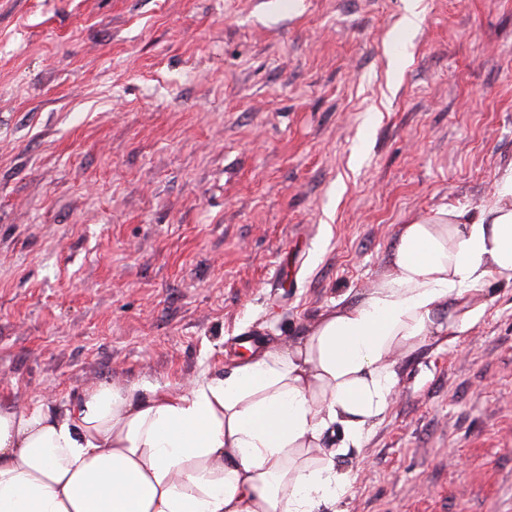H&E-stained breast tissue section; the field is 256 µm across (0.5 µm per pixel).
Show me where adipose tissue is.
Listing matches in <instances>:
<instances>
[{"label": "adipose tissue", "instance_id": "adipose-tissue-1", "mask_svg": "<svg viewBox=\"0 0 512 512\" xmlns=\"http://www.w3.org/2000/svg\"><path fill=\"white\" fill-rule=\"evenodd\" d=\"M490 279L512 285V168L480 205L402 225L375 288L226 378L0 407V512H333L348 482L326 431L359 444L398 384L393 354L440 334L444 307L463 330Z\"/></svg>", "mask_w": 512, "mask_h": 512}]
</instances>
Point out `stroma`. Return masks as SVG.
I'll list each match as a JSON object with an SVG mask.
<instances>
[{"instance_id": "obj_1", "label": "stroma", "mask_w": 512, "mask_h": 512, "mask_svg": "<svg viewBox=\"0 0 512 512\" xmlns=\"http://www.w3.org/2000/svg\"><path fill=\"white\" fill-rule=\"evenodd\" d=\"M0 0V407L223 377L512 167V0ZM336 458V512H512V286Z\"/></svg>"}]
</instances>
